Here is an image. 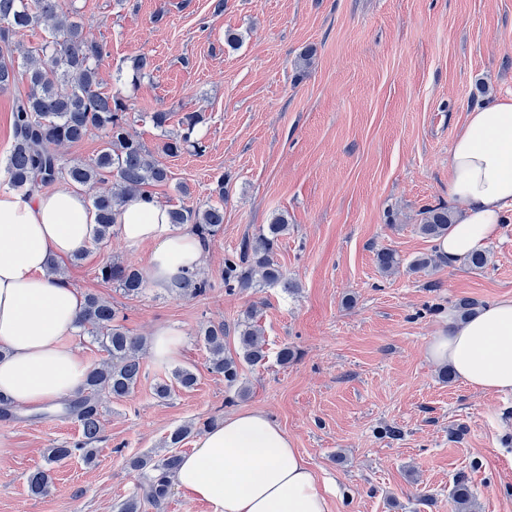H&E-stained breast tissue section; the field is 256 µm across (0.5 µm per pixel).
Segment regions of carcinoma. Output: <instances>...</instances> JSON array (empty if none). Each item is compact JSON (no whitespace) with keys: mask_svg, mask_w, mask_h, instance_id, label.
<instances>
[{"mask_svg":"<svg viewBox=\"0 0 512 512\" xmlns=\"http://www.w3.org/2000/svg\"><path fill=\"white\" fill-rule=\"evenodd\" d=\"M39 25L49 29V37L41 46L28 51L16 60V36ZM104 46L83 35L82 23L73 11L63 9L61 0H0V90L22 78L27 92L17 100L13 111L15 142L7 158L4 171L9 184L20 191L35 189L63 180L69 184L92 187L103 179L112 180L107 194L93 198L97 224L93 238L105 240L117 225L123 205L147 187L162 185L172 179V173L129 130L128 104L120 93H105L100 88L99 62ZM131 83L137 84L152 72V58L141 54L128 66ZM202 116L193 112L183 118V133L166 136L161 151L168 155L180 153L191 143L195 126ZM105 133L106 145L88 162L62 159L56 151L61 143H77L92 130ZM219 201H210L192 208L168 210L170 223L191 225L204 242H209L224 224V177L217 180ZM453 223L448 208L426 207L421 212L419 232L427 238L439 239L448 233ZM288 233V220L280 215L272 223L264 224L256 233L244 239L239 250L224 258L222 280L224 286L234 288L281 287L293 288L287 273L275 260L279 240ZM378 267L388 273L399 267L395 251L382 249L376 253ZM101 278L119 288L127 297H136L146 287L144 276L132 266L113 260L100 268ZM210 282L196 273L176 276L169 289L178 297H196L210 290ZM260 309L250 307L237 327L235 352L227 351L228 332L224 323L210 324L203 332L202 341L208 352L212 371L224 375L231 387L237 385L243 365L262 364L268 358L265 340L257 317ZM77 327L103 346L108 361L90 368L82 392L61 403L55 416L74 417L82 428V439L64 448H51V463L72 456L85 462L93 461L100 432V405L102 399L123 398L132 393L141 377L140 355L145 341L132 336L118 323L112 304L95 295L86 297ZM196 374L181 368L173 372V381L156 384L159 399L171 396L173 385L192 388ZM212 425H184L169 435V451L159 458L149 455L130 458L129 466L142 475L139 492L125 500L121 512H143L147 506L159 510L171 494L172 477L179 467L181 455L176 451L187 439ZM28 488L35 495L48 492L51 469L32 472ZM451 502L454 512H472L471 493L463 481L456 483Z\"/></svg>","mask_w":512,"mask_h":512,"instance_id":"carcinoma-1","label":"carcinoma"}]
</instances>
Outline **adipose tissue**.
<instances>
[{"label": "adipose tissue", "mask_w": 512, "mask_h": 512, "mask_svg": "<svg viewBox=\"0 0 512 512\" xmlns=\"http://www.w3.org/2000/svg\"><path fill=\"white\" fill-rule=\"evenodd\" d=\"M448 197L462 213L436 251L455 262L495 238L512 213V97L470 112L451 150ZM95 222L80 191L59 186L25 197L0 189V394L19 405L38 409L83 387L90 365L70 338L84 297L50 263L85 251ZM118 222L130 247H149L145 277L152 288L205 263L207 249L192 226L175 229L151 194L131 198ZM427 355L472 389L512 392V296L466 319L449 318ZM174 483L213 512H328L307 458L259 410L237 411L206 428Z\"/></svg>", "instance_id": "1"}]
</instances>
